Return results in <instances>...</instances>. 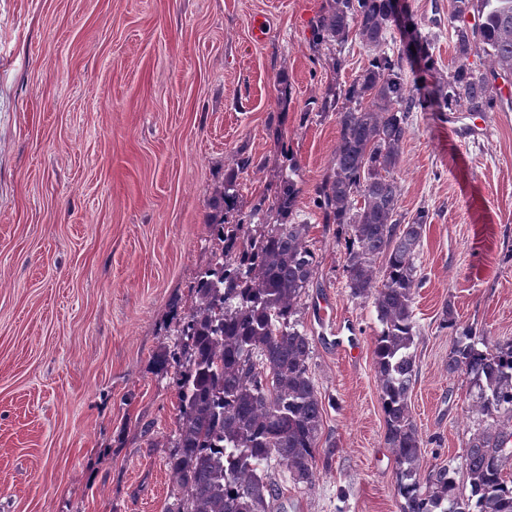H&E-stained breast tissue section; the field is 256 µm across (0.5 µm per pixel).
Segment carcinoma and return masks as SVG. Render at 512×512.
<instances>
[{
  "mask_svg": "<svg viewBox=\"0 0 512 512\" xmlns=\"http://www.w3.org/2000/svg\"><path fill=\"white\" fill-rule=\"evenodd\" d=\"M477 13L480 23L463 24ZM391 0H331L317 40L355 34L377 49L393 22ZM456 62L438 77L440 109L488 112L493 84L512 77V0H452ZM417 54L433 69L432 42L410 32ZM488 59L474 74V51ZM336 111L339 138L319 208L337 232H350L345 270L355 297L372 300L381 324L374 336L377 386L385 416V443L397 462L402 512H512V339L478 336L446 311L451 329L448 373L466 375L475 392L469 413L478 428L461 458L470 486L463 494L457 469L436 466L421 475V442L408 397L417 367L413 301L421 284L415 257L427 215L409 224L398 211L394 176L408 133L409 112L426 105L401 65L386 56L356 76ZM298 188L281 178L254 206L264 224L241 232L211 223L218 247L199 272L187 321L178 330L176 369L178 438L168 459L173 502L166 512H271L277 485L265 465L275 460L295 483L311 484L319 464L323 401L309 372L310 341L300 329L302 300L317 270L307 244L309 225L292 224Z\"/></svg>",
  "mask_w": 512,
  "mask_h": 512,
  "instance_id": "carcinoma-1",
  "label": "carcinoma"
}]
</instances>
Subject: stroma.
Instances as JSON below:
<instances>
[{
	"instance_id": "obj_1",
	"label": "stroma",
	"mask_w": 512,
	"mask_h": 512,
	"mask_svg": "<svg viewBox=\"0 0 512 512\" xmlns=\"http://www.w3.org/2000/svg\"><path fill=\"white\" fill-rule=\"evenodd\" d=\"M329 0H0V512H164L179 400L166 358L207 265L209 219L248 216L282 175L299 193L318 269L303 299L310 373L324 402L316 481L279 466L274 512H401L384 441L368 299L316 206L339 135L326 101L380 49L318 45ZM455 56L451 0H401ZM341 68H333L334 59ZM250 159L249 168L237 161ZM399 211H426L415 264L417 377L410 413L422 471L459 465L471 387L448 372L446 310L512 339V101L489 112L414 109ZM233 204L215 209L226 184Z\"/></svg>"
}]
</instances>
